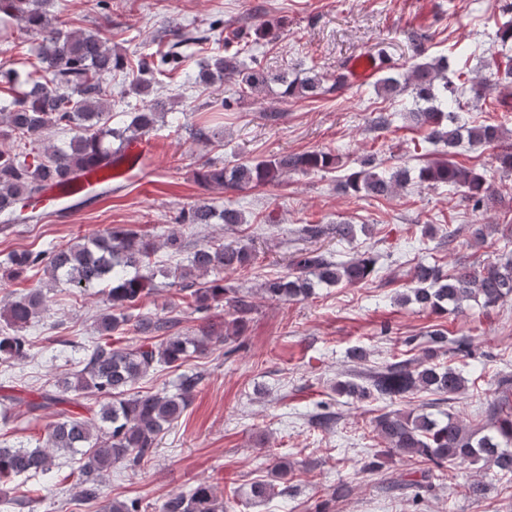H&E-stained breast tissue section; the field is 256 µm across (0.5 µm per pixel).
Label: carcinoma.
Here are the masks:
<instances>
[{
    "label": "carcinoma",
    "instance_id": "1",
    "mask_svg": "<svg viewBox=\"0 0 512 512\" xmlns=\"http://www.w3.org/2000/svg\"><path fill=\"white\" fill-rule=\"evenodd\" d=\"M50 0H0V13L16 19L39 39L40 70L20 74L1 72L9 88L24 90L0 103V137L11 141L0 148V232L7 233L24 208L30 214L26 221H41L48 211L41 208L48 189H66L78 179L100 189L99 195L112 194V177L98 170L121 159L124 148L155 130L165 116L166 101L157 93L156 75L171 72L179 64L180 53L172 51L158 61L141 59L129 64L112 53L108 40L97 33H74L64 30L48 12ZM446 59L434 57L413 65L400 77L385 75L377 81V92L395 99L412 95L424 105L408 111L406 119L426 130L433 144L456 146L459 115L454 112L463 87L448 81ZM484 73L472 84L476 97L489 90L507 87L512 82V69H501L498 62L485 61ZM125 75L126 91L142 101V107L126 113L128 123L114 127L112 89L108 81L112 73ZM228 80L237 87L240 99L264 93L269 85L284 87V96L316 98L327 92L321 77L313 73L288 77V73L271 74L257 64L254 57H241L238 49L216 50L207 56L198 81L211 84ZM69 135L61 145L47 140L49 131ZM219 131L206 123L190 129L197 143H210ZM504 131L500 125L473 124L467 128L468 139L480 145L498 144ZM336 156L313 151L280 155L271 159L247 161L231 168L205 164L197 172L200 182L222 189H243L276 182L290 173L333 168ZM363 169L339 179L345 190L368 197L384 198L405 188L409 174L405 169L379 172L372 160L362 161ZM419 182L448 185L464 189L465 198L477 210L494 200L485 177L447 160L428 163L418 173ZM179 224H223L233 228L247 223L243 213L226 207L218 210L208 203H198L182 210ZM169 257L186 255V263L170 272L152 260L158 250ZM255 250L239 241L201 244L186 251L182 235L166 234L161 243L122 226L80 239L65 247L50 246L38 251L8 254L1 278L12 280L23 273L43 267L50 282L65 280L83 293L100 284L109 286L106 312L96 317L100 340L86 349L79 361L81 368L61 378L53 386L28 401L36 411L67 405L63 419L49 425L45 445L38 448H0V483L10 478L27 480L51 472L59 455L81 454L79 469L84 479L80 496L86 500L100 496L95 477L123 461L137 462L149 454L158 436L189 407L197 376L181 381L178 391L169 393L132 392V386L150 375L157 366L180 367L194 354L207 352L215 343L240 339L245 331L247 315L252 311L248 295L238 288L224 287L218 274L237 271L255 263ZM295 275L275 277L260 286L262 295L272 300H303L318 284L358 283L371 277L375 270L372 256L361 253L347 261H336L320 249L304 248L292 258ZM177 279L175 286L184 293L187 308L199 314V325L192 336L176 330L179 319L133 315L130 310L154 287L157 276ZM415 287L400 294L401 303H415L430 314L448 312V307L480 297L483 305L494 307L512 295V258L479 272L468 266L451 275L436 265L420 264L414 268ZM225 303L231 319L217 324L209 313ZM47 306L43 288H33L9 303L4 311L7 324L14 332L0 333V360L22 361L27 358L30 342L18 330L27 326ZM132 333L138 342L129 348L114 347L109 339L114 333ZM423 359L387 363L372 371L360 384L355 379L338 380L332 390L338 395L357 400L393 399L415 392H430L441 400L465 389L461 370L440 362L445 355L471 356L470 336L449 337L439 330L427 334L422 347ZM502 390L494 404L488 426L471 428L451 413L433 418L424 413L389 410L373 420V432L386 448L381 454L420 458L426 468L417 478L401 477L391 486L414 492L433 479L443 476L450 466L463 468L483 461L502 477L512 476V375L500 380ZM101 398L98 408L84 403L88 394ZM83 408L85 413L73 409ZM379 454V455H381ZM379 455L365 462L363 469L377 471L382 467ZM352 486L338 483L329 490V499L318 505L316 512H327L329 502L350 496ZM250 496L267 501L275 495L270 481L251 483ZM97 512H140L136 500L112 498L101 501ZM160 512H227L224 500L214 487L201 482L186 493L168 497Z\"/></svg>",
    "mask_w": 512,
    "mask_h": 512
}]
</instances>
